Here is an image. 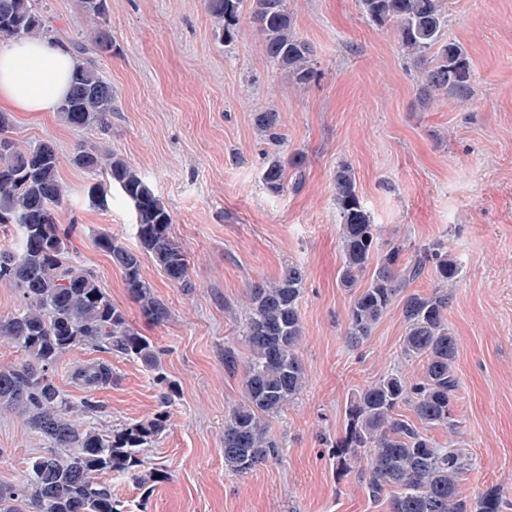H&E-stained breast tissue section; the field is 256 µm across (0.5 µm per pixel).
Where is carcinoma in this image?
Masks as SVG:
<instances>
[{
	"instance_id": "obj_1",
	"label": "carcinoma",
	"mask_w": 512,
	"mask_h": 512,
	"mask_svg": "<svg viewBox=\"0 0 512 512\" xmlns=\"http://www.w3.org/2000/svg\"><path fill=\"white\" fill-rule=\"evenodd\" d=\"M94 23L88 44L78 53L112 54L106 26L107 0H77ZM244 0H204L206 11L220 22L217 38L231 43L237 36ZM362 14L378 27L393 29L399 48L420 74L419 93L425 102L439 95L466 100L472 96L471 64L463 48L445 38L443 0H358ZM250 15L264 36L271 63L285 69L298 85L318 75L315 51L294 26L288 0H249ZM38 37L55 43L53 29L35 7V0H0V44ZM112 85L91 60L77 64L69 94L58 108L66 125L106 131L113 112ZM253 125L274 150L264 157L263 188L279 194L303 184L305 156L284 158L279 114L253 113ZM10 115L0 112V227L14 225V245L0 247V285L15 289L19 309L0 317V337L26 356L16 367L0 369V409L14 412L46 439L48 447L30 458L22 478L0 488V512H128L100 476H126L148 486L162 474L146 466L144 449L167 429L169 408L179 395L175 381L162 372L161 350L114 305L94 275L68 257L74 224H63L58 209L67 190L59 178L60 157L48 143L22 148L8 136ZM74 166L104 172L105 183L91 188L100 205L107 187L118 188L136 219L139 248L131 249L109 235L95 245L106 252L124 275L130 298L153 325L170 317L168 305L143 276L148 256L171 282L190 290L189 260L171 234L172 218L164 203L124 158L94 144L80 145L71 156ZM334 200L339 211L343 263L340 286L352 292L346 335L364 342L395 301L402 304L407 331L401 355L420 365L421 377L410 381L400 372L366 386L345 409L343 435L336 441V468L348 472L366 459L365 489L385 502L389 512H505L508 503L491 488L477 500L463 496L459 478L469 466L461 448H439L428 431L460 428L455 405L460 385L454 370L458 345L447 324L449 294H403L406 282L431 272L448 283L459 273L456 258L440 242L418 251L414 264L399 268L401 249L382 252L380 234L364 209L352 167L341 163L334 174ZM366 284H361L362 278ZM304 271L289 265L273 283H258L249 294L245 342L249 356L241 359L224 348V370L241 373L245 401L224 419V463L247 472L280 455L268 419L279 414L306 386L308 377L299 355L303 327L299 311ZM77 345H91L140 362L160 386V410L151 418L103 430L76 420L75 406L53 379L58 361ZM74 377L88 387L104 384L111 370L104 364L79 366ZM408 408L414 415L400 413Z\"/></svg>"
}]
</instances>
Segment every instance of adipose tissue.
Here are the masks:
<instances>
[{"label":"adipose tissue","instance_id":"ef3b65f1","mask_svg":"<svg viewBox=\"0 0 512 512\" xmlns=\"http://www.w3.org/2000/svg\"><path fill=\"white\" fill-rule=\"evenodd\" d=\"M77 65L70 51L39 38L0 46V112H53Z\"/></svg>","mask_w":512,"mask_h":512}]
</instances>
